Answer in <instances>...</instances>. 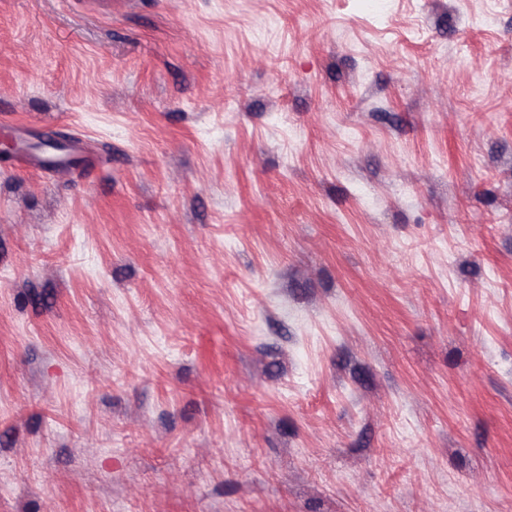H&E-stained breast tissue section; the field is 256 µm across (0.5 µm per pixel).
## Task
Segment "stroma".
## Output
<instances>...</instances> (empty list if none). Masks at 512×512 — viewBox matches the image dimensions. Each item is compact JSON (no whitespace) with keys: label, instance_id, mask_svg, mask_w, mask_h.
Returning <instances> with one entry per match:
<instances>
[{"label":"stroma","instance_id":"obj_1","mask_svg":"<svg viewBox=\"0 0 512 512\" xmlns=\"http://www.w3.org/2000/svg\"><path fill=\"white\" fill-rule=\"evenodd\" d=\"M51 134L0 512H512V0H0V138Z\"/></svg>","mask_w":512,"mask_h":512}]
</instances>
